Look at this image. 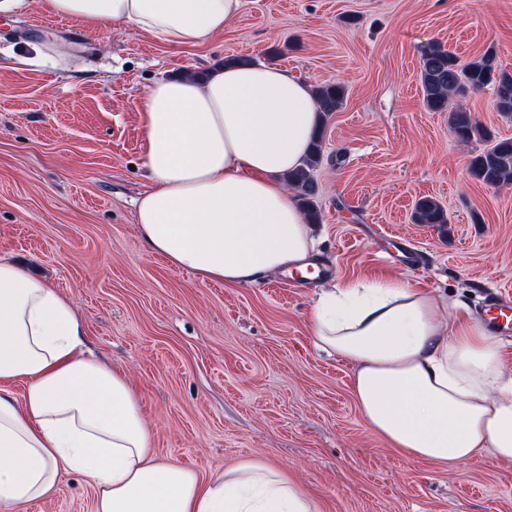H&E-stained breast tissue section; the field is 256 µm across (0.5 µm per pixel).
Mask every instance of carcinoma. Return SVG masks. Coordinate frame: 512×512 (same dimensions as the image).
Instances as JSON below:
<instances>
[{
	"instance_id": "carcinoma-1",
	"label": "carcinoma",
	"mask_w": 512,
	"mask_h": 512,
	"mask_svg": "<svg viewBox=\"0 0 512 512\" xmlns=\"http://www.w3.org/2000/svg\"><path fill=\"white\" fill-rule=\"evenodd\" d=\"M420 81L424 103L433 112H445L453 96H463L470 91L493 88L499 111L512 114V73L500 69L492 52L465 65L441 45L426 48L420 60ZM345 89L340 84L328 83L315 89L321 118L327 119L342 104ZM450 111V110H448ZM450 126L463 142L487 141L490 133L475 123L470 113L458 108L450 111ZM323 133L312 141L302 165L288 175V183L298 191L300 205L313 223L318 221L314 204L316 182L314 171L322 158ZM468 170L472 177L490 186L512 182V140L502 139L472 155ZM413 219L418 224H446L448 216L435 199L423 197L415 204Z\"/></svg>"
}]
</instances>
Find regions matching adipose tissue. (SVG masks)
<instances>
[{"instance_id":"adipose-tissue-1","label":"adipose tissue","mask_w":512,"mask_h":512,"mask_svg":"<svg viewBox=\"0 0 512 512\" xmlns=\"http://www.w3.org/2000/svg\"><path fill=\"white\" fill-rule=\"evenodd\" d=\"M39 4L101 32L132 27L179 47L223 32L243 0ZM139 113L150 186L135 219L149 253L203 283L307 272L316 241L285 180L319 129L308 82L285 67L215 64L156 80ZM458 309L404 278L347 280L320 289L308 326L318 347L353 366L366 425L406 458L512 462L504 344ZM65 470L86 477L94 512H319L257 461L205 476L158 460L136 392L88 349L74 303L0 259V503L54 494Z\"/></svg>"}]
</instances>
